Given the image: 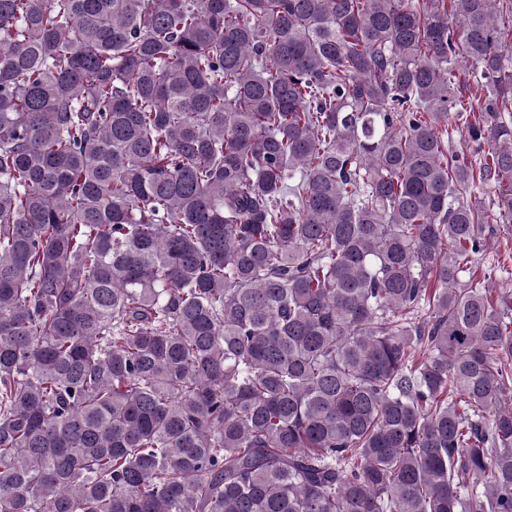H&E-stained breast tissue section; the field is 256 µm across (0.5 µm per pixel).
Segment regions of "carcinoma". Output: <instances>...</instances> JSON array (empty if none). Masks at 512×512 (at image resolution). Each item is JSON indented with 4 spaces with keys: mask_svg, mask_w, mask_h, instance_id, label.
I'll return each instance as SVG.
<instances>
[{
    "mask_svg": "<svg viewBox=\"0 0 512 512\" xmlns=\"http://www.w3.org/2000/svg\"><path fill=\"white\" fill-rule=\"evenodd\" d=\"M499 5L0 0V512H512ZM460 73L461 78L457 90L464 97L466 102L471 103V107L470 104L468 105V109H471V116L472 112H474L475 115H478V112H481L485 96L482 95V97L479 98V93L478 95L474 94L473 87H475L476 79L474 74L471 73V69L464 70ZM495 186L494 183H489L477 194L484 206L486 226L493 229V232L486 234L485 249L471 264V271L475 276H487L486 285L492 288L494 296L503 290L512 291V259L508 257L512 255V235H508L500 226L502 222L493 204ZM505 257H508L506 261Z\"/></svg>",
    "mask_w": 512,
    "mask_h": 512,
    "instance_id": "obj_1",
    "label": "carcinoma"
}]
</instances>
